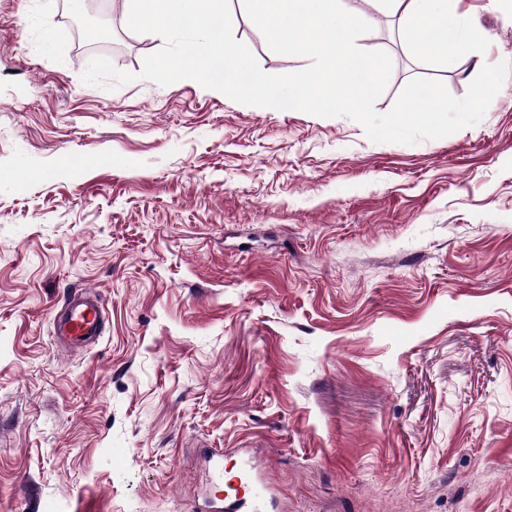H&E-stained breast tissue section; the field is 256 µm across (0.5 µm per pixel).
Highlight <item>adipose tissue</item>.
I'll use <instances>...</instances> for the list:
<instances>
[{"label": "adipose tissue", "instance_id": "1", "mask_svg": "<svg viewBox=\"0 0 512 512\" xmlns=\"http://www.w3.org/2000/svg\"><path fill=\"white\" fill-rule=\"evenodd\" d=\"M380 8L396 18L400 31L420 56L451 59L469 49L472 35L460 22L450 0H377Z\"/></svg>", "mask_w": 512, "mask_h": 512}]
</instances>
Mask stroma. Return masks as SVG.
Wrapping results in <instances>:
<instances>
[{"label":"stroma","instance_id":"1","mask_svg":"<svg viewBox=\"0 0 512 512\" xmlns=\"http://www.w3.org/2000/svg\"><path fill=\"white\" fill-rule=\"evenodd\" d=\"M392 73L463 97L512 62V0ZM130 0H0V512H195L207 448L254 455L266 512H512V74L476 125L375 143L346 117L141 78ZM234 36L272 52L230 0ZM108 57L133 81L82 82ZM108 322L57 348L70 290Z\"/></svg>","mask_w":512,"mask_h":512}]
</instances>
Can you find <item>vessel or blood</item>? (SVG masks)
<instances>
[{
	"mask_svg": "<svg viewBox=\"0 0 512 512\" xmlns=\"http://www.w3.org/2000/svg\"><path fill=\"white\" fill-rule=\"evenodd\" d=\"M107 316L103 299L94 291H71L53 315V333L56 343L65 348H82L95 344L103 336ZM261 492L250 499L209 501L210 512H259Z\"/></svg>",
	"mask_w": 512,
	"mask_h": 512,
	"instance_id": "1",
	"label": "vessel or blood"
}]
</instances>
